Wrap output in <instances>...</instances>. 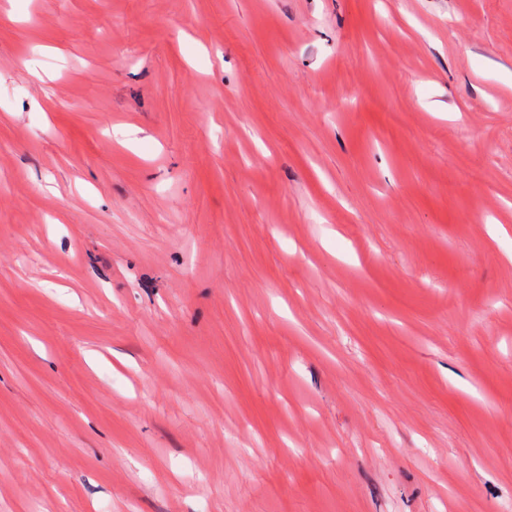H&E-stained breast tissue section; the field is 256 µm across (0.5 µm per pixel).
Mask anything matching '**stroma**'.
<instances>
[{
  "label": "stroma",
  "mask_w": 512,
  "mask_h": 512,
  "mask_svg": "<svg viewBox=\"0 0 512 512\" xmlns=\"http://www.w3.org/2000/svg\"><path fill=\"white\" fill-rule=\"evenodd\" d=\"M0 512H512V0H0Z\"/></svg>",
  "instance_id": "35a3bbf8"
}]
</instances>
